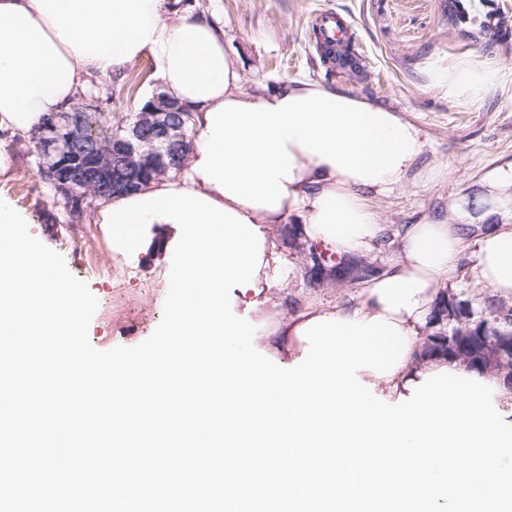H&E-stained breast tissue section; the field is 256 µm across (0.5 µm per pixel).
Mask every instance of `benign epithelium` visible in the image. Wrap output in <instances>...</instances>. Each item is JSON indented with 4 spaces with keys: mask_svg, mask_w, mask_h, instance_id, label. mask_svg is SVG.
Returning a JSON list of instances; mask_svg holds the SVG:
<instances>
[{
    "mask_svg": "<svg viewBox=\"0 0 512 512\" xmlns=\"http://www.w3.org/2000/svg\"><path fill=\"white\" fill-rule=\"evenodd\" d=\"M143 111L150 113L149 123H133L126 135L115 137L108 157L98 158L92 144L91 129L99 115L98 99H86L71 112L50 115L32 134L40 176L50 183L57 195L68 201V214L79 220L85 214L87 185L95 183L103 190L118 193L140 182V173L170 169L178 163L185 149V129L192 117L190 109L155 95ZM153 144L149 153H139L140 144Z\"/></svg>",
    "mask_w": 512,
    "mask_h": 512,
    "instance_id": "obj_1",
    "label": "benign epithelium"
}]
</instances>
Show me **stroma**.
<instances>
[{
    "mask_svg": "<svg viewBox=\"0 0 512 512\" xmlns=\"http://www.w3.org/2000/svg\"><path fill=\"white\" fill-rule=\"evenodd\" d=\"M460 4L456 10L450 0H188L186 7L223 27L224 49L240 72L244 92L259 95L310 80L395 109L420 129L425 150L404 183L389 194L367 197L390 238L367 258L389 267L399 257L407 225L465 223L452 202L483 194L484 176L512 161V0ZM327 9L351 21L365 61L362 70L342 73L324 63L312 27L315 14ZM492 17L500 20L493 30L486 26ZM466 63L480 64L495 80L476 99H449L436 76ZM124 75L134 79V91L116 90L102 102L103 111L117 119L137 112L161 89L150 56L131 62ZM0 149L15 158L9 176L0 178V198L28 220L31 234L63 256L98 300L89 327L92 345L108 350L146 340L163 317L166 262L145 255L129 262L113 254L105 225L91 219L64 223L62 207L53 205L29 165L28 140L6 138ZM302 221L292 213L285 224ZM285 224L273 226L268 236L272 250L292 270L289 281L265 289L258 307L251 295L231 292L233 313L255 327V347L266 356L276 342L264 333L268 321L295 317L311 306L349 308L362 292L358 283L311 282L309 244L301 237L289 240ZM478 244V237L467 238L448 289L486 293L474 259Z\"/></svg>",
    "mask_w": 512,
    "mask_h": 512,
    "instance_id": "obj_1",
    "label": "stroma"
}]
</instances>
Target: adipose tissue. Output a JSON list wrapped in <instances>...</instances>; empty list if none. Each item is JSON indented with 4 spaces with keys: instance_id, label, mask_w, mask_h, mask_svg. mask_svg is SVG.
Here are the masks:
<instances>
[{
    "instance_id": "ef3b65f1",
    "label": "adipose tissue",
    "mask_w": 512,
    "mask_h": 512,
    "mask_svg": "<svg viewBox=\"0 0 512 512\" xmlns=\"http://www.w3.org/2000/svg\"><path fill=\"white\" fill-rule=\"evenodd\" d=\"M168 0H0V132L34 131L72 104L89 80L155 57L162 89L192 113L194 148L179 175L140 188L197 192L259 228L304 218L307 241L339 257L369 253L384 231L367 192L400 186L424 151L419 129L393 109L302 80L265 95L240 91L224 34L185 12L169 18ZM494 77L468 64L438 76L449 98L481 95ZM465 247L462 227L409 225L391 271L372 281L358 306L338 318L383 316L410 344L402 367L383 378L360 371L377 394L397 401L424 374L448 367L419 359L432 306ZM484 284L512 295V229L480 240Z\"/></svg>"
}]
</instances>
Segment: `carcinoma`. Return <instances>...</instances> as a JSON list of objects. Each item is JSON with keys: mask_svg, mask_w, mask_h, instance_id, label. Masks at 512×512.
I'll return each mask as SVG.
<instances>
[{"mask_svg": "<svg viewBox=\"0 0 512 512\" xmlns=\"http://www.w3.org/2000/svg\"><path fill=\"white\" fill-rule=\"evenodd\" d=\"M122 135L121 123L112 122L110 113L100 118L93 130V138L103 151L114 137ZM323 255V268L309 272L311 280L317 283L325 280L364 282L386 271V267L372 262L336 261L334 255L326 251ZM504 317L512 318V307L498 298L481 296L472 300L461 292H444L432 307L429 325L435 331L426 338L424 354L444 356L478 374L493 370L503 379L511 376L512 354L500 352L498 345L486 339L487 323Z\"/></svg>", "mask_w": 512, "mask_h": 512, "instance_id": "1", "label": "carcinoma"}]
</instances>
